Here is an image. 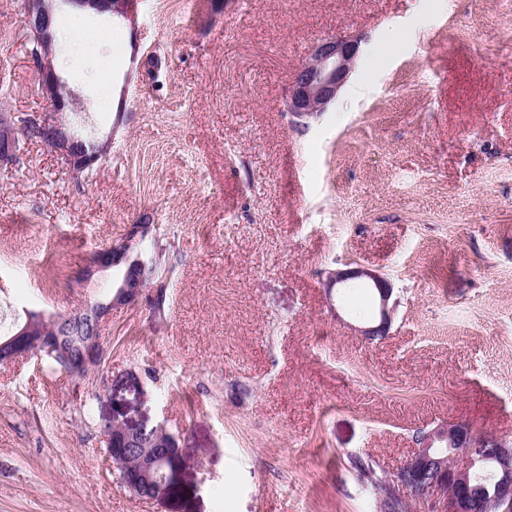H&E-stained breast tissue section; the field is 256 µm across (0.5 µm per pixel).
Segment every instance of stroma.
<instances>
[{"label":"stroma","mask_w":512,"mask_h":512,"mask_svg":"<svg viewBox=\"0 0 512 512\" xmlns=\"http://www.w3.org/2000/svg\"><path fill=\"white\" fill-rule=\"evenodd\" d=\"M137 26L61 7L64 117L109 142L78 174L18 138L0 162V298L65 313L136 224L164 290L114 309L103 365L0 366V512H380L348 460L391 475L417 432L512 441V0H140ZM82 27L88 39L72 43ZM360 38L308 128L284 99L313 45ZM22 0H0V113L44 111ZM363 265L378 299L326 273ZM186 448L164 502L121 488L112 420ZM364 279L375 291L379 302V322L377 325L368 326L360 330L362 336L373 340L377 337H383L388 334L392 322L394 308L389 306L392 295V287L388 280L382 277L376 271L359 266L346 270H330L326 274V283L328 288H333L344 284L349 280Z\"/></svg>","instance_id":"35a3bbf8"}]
</instances>
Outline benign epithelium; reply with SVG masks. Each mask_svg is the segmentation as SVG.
Listing matches in <instances>:
<instances>
[{
	"mask_svg": "<svg viewBox=\"0 0 512 512\" xmlns=\"http://www.w3.org/2000/svg\"><path fill=\"white\" fill-rule=\"evenodd\" d=\"M138 0H24V22L29 33L39 39V47L30 52L40 74V88L48 106L45 111L23 121L25 130H34L41 142L61 156L74 170L85 171L96 165L108 150L107 144L86 142L71 131L63 117L72 101L56 74L53 58V25L57 9L67 4L97 15H119L131 22L136 19ZM359 41L345 37H328L318 41L308 59L295 70L285 102L296 126L307 127L336 100L356 64ZM131 257L130 238L112 243L97 252L94 266L110 268ZM365 280L375 291L379 302V322L361 329L373 340L388 334L394 308L389 306L392 287L376 271L359 266L346 270H330L327 286L332 288L349 280ZM144 281L137 264L129 263L122 278L113 285L105 302L77 307L67 313L73 319L91 318L97 327L83 343L81 357L71 365L70 377L82 380L106 353L102 330L112 317V310L136 304L142 297ZM30 325L0 343V365L28 359L42 351L51 353L61 348L56 336L42 337L39 345L29 344ZM112 448V466L119 472L121 486L144 500L161 501L178 487L185 460L184 449L177 438L154 440L147 427L132 426L114 420L104 429ZM446 448H457L469 457V465L459 468L448 464ZM491 463L499 478L504 499H512V447L501 438L480 434L467 423L440 424L425 432L412 456L391 479L396 496L402 501L427 502L430 512H474L473 502L452 487L469 483L470 471L477 464Z\"/></svg>",
	"mask_w": 512,
	"mask_h": 512,
	"instance_id": "7a95c632",
	"label": "benign epithelium"
}]
</instances>
